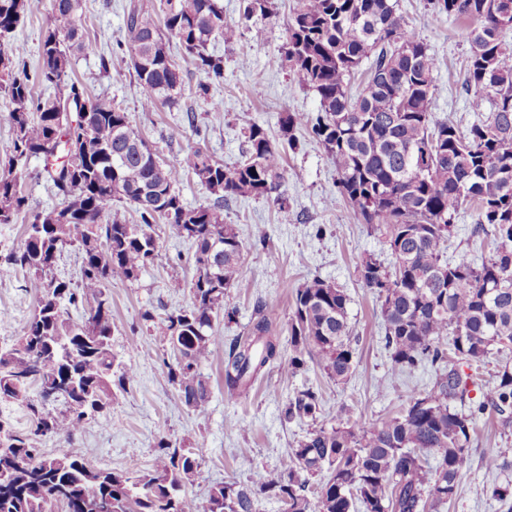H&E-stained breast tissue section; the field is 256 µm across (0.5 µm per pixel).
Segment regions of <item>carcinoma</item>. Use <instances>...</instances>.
I'll return each mask as SVG.
<instances>
[{
	"instance_id": "1",
	"label": "carcinoma",
	"mask_w": 512,
	"mask_h": 512,
	"mask_svg": "<svg viewBox=\"0 0 512 512\" xmlns=\"http://www.w3.org/2000/svg\"><path fill=\"white\" fill-rule=\"evenodd\" d=\"M37 0H0V89L13 105L10 169L32 157L46 161L61 202L25 211L20 176H0V224L24 215V243L4 262L26 274L38 296L24 327L26 346L0 349V403L25 404L23 432L0 420V512H54L76 492L88 494L87 512H256L261 494L286 512H439L458 493L475 420L487 412L512 420V365L495 366L483 398L469 397L494 353L512 351V0H438L439 10L472 25L465 81L477 119L466 130L432 110L434 56L397 13L395 0H294L283 57L297 83L319 96L315 112H285L282 136L311 129L336 165L337 189L361 223L386 237L392 266L369 256L359 276L377 295L385 321V347L393 374L431 367L430 389L412 396L403 411L369 421L337 415L336 424L308 431L282 459L277 477L253 490L219 483L199 500L187 492L198 463L187 448L158 444L152 470L96 469L71 447L86 421L101 413L112 387L134 381L131 367L112 356V283H133L158 258L152 226L193 248L197 276L189 286L192 305L162 320L174 355L169 382L185 405L208 395L201 366L209 360L214 320L224 310L246 243L224 223V201L264 197L288 220L281 192L285 147L249 123L243 159L227 167L200 148L170 164L136 145L145 144L128 112L114 102H93L70 77L73 58L93 50L85 41L83 0H47L50 26L39 46V83L51 90L35 96L24 57L5 41ZM273 0H243L242 20L268 19ZM240 24L226 20L221 0H160L159 7L131 6L126 17L130 64L149 112L184 95L174 38L210 83L195 95L208 97L224 81V58L207 50L211 37L233 41ZM372 58L361 90L350 78ZM89 105L86 122L67 119V104ZM194 175L216 199L208 206L184 204L176 186ZM135 208L138 224L112 217V207ZM465 203L477 224L490 226L491 258L476 265L468 255L448 259L454 219ZM81 255L77 282L56 276L61 253ZM93 304L75 321L70 307ZM349 298L319 278L296 289L289 320L293 373L316 362L331 379L355 369L348 322ZM277 311L257 303L246 335L236 338L224 361V390L248 395L262 371L280 358ZM465 366L469 372L459 370ZM36 388L35 397L29 396ZM60 402L63 408H54ZM320 393L305 387L282 409L286 422L317 421ZM65 439L47 453L39 440ZM322 481L309 496V478Z\"/></svg>"
}]
</instances>
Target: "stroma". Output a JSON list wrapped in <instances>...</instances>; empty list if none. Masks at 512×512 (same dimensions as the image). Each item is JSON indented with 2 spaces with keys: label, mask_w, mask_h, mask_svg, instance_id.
<instances>
[{
  "label": "stroma",
  "mask_w": 512,
  "mask_h": 512,
  "mask_svg": "<svg viewBox=\"0 0 512 512\" xmlns=\"http://www.w3.org/2000/svg\"><path fill=\"white\" fill-rule=\"evenodd\" d=\"M133 0H83L87 15L86 37L95 43L90 54L77 55L70 76L80 82L93 100L114 101L126 108L134 128L167 162L197 146L230 166L246 147L243 127L255 122L271 139H279V120L285 112H313L317 94L298 85L281 62L293 0H274L270 19L241 30L234 41L212 37L209 52L223 56L224 81L213 87L212 100L183 97L176 104L145 112L140 88L130 66L125 45V12ZM397 12L414 28L438 66L434 73L432 108L439 118L467 129L474 120L469 95L463 86L470 45L461 35L462 22L438 11L437 0H398ZM49 23L44 8L28 12L13 33L24 51L28 74H35L39 44ZM109 67H102V59ZM296 149L283 161L282 191L288 218L280 220L277 206L256 197L232 199L224 204V221L233 225L249 248L239 274L224 293V306L233 319H217V341L202 373L208 398L199 406L181 403L168 380L167 365L173 354L161 341L160 318L188 306V286L196 275L190 243L170 238L155 226L159 257L133 283L112 285V319L116 330L112 352L131 365L136 379L127 390H115L106 410L76 434L74 450L97 469L127 470L138 461L140 473L151 469L160 439L193 450L198 474L187 491L204 499L214 484L235 482L256 489L273 479L280 462L297 440L312 428L311 422H284L281 409L295 391L306 386L323 397L320 423L331 425L341 408L375 420L395 414L409 397L428 390L430 369L399 375L390 373L389 352L384 346V320L377 296L365 288L358 267L366 256L390 262L384 235L368 230L346 201L337 197L336 166L322 146L305 129H296ZM29 210L58 202L45 171V162L31 158L20 180ZM334 207H326L328 198ZM474 205L459 210L448 254H469L476 261L494 253L491 235L479 230ZM321 277L349 296V325L356 336V369L345 381L326 377L316 365L299 373L286 364L267 368L246 398L233 402L224 395V359L231 341L246 332L258 301L275 304L282 355H289L288 322L296 288L305 280ZM37 304L21 273L0 271V348L12 347ZM156 324H147L144 311ZM386 382L385 396H377L379 382ZM503 451L512 459V424L495 415L475 421V433L463 467L456 500L441 512H506L490 494L492 486L512 484V468L488 469L490 453Z\"/></svg>",
  "instance_id": "stroma-1"
}]
</instances>
